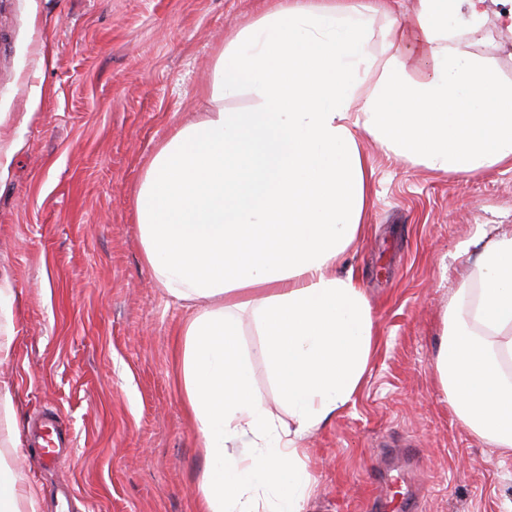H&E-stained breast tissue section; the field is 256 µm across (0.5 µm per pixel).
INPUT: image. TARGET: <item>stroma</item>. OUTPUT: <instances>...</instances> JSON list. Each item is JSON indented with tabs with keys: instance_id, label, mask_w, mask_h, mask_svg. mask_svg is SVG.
Listing matches in <instances>:
<instances>
[{
	"instance_id": "obj_1",
	"label": "stroma",
	"mask_w": 512,
	"mask_h": 512,
	"mask_svg": "<svg viewBox=\"0 0 512 512\" xmlns=\"http://www.w3.org/2000/svg\"><path fill=\"white\" fill-rule=\"evenodd\" d=\"M461 51L512 83V36L494 22ZM368 49L419 0H388ZM264 0H0V284L13 290L15 355L0 365L21 432L60 418L66 445L39 472L23 443L8 466L43 489L41 512H198L201 438L183 405L176 344L190 314L145 263L135 191L174 130L215 107L226 42ZM365 230L337 273L353 272L377 336L352 399L304 435L305 512H366L377 463L402 456L417 512H512V452L473 435L434 376L443 314L472 283L484 247L512 237V164L462 177L364 137ZM239 343L278 430L294 425L241 314Z\"/></svg>"
}]
</instances>
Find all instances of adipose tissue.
<instances>
[{
  "label": "adipose tissue",
  "instance_id": "ef3b65f1",
  "mask_svg": "<svg viewBox=\"0 0 512 512\" xmlns=\"http://www.w3.org/2000/svg\"><path fill=\"white\" fill-rule=\"evenodd\" d=\"M485 0H420L389 54L367 49L360 0H268L228 42L213 99L248 87L251 111L216 108L176 130L135 193L144 260L196 310L178 352L184 403L207 460L201 512H303L310 478L297 435L357 392L375 323L338 259L361 234L368 173L358 137L426 167L467 176L512 162V86L456 44ZM400 103L401 111L390 108ZM476 287L443 315L434 373L478 438L512 450V238L487 247ZM251 310L264 356L296 421L281 441L238 342ZM41 489L0 467V512H40Z\"/></svg>",
  "mask_w": 512,
  "mask_h": 512
}]
</instances>
